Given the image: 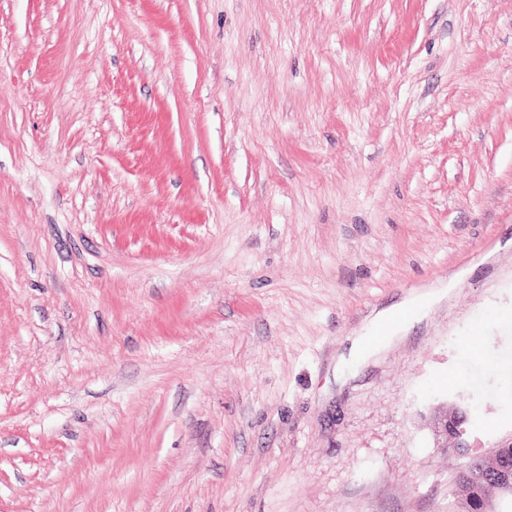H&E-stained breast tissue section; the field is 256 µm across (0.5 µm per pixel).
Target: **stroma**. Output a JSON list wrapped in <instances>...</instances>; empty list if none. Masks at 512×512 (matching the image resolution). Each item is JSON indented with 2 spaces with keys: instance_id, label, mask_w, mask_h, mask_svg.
I'll return each instance as SVG.
<instances>
[{
  "instance_id": "obj_1",
  "label": "stroma",
  "mask_w": 512,
  "mask_h": 512,
  "mask_svg": "<svg viewBox=\"0 0 512 512\" xmlns=\"http://www.w3.org/2000/svg\"><path fill=\"white\" fill-rule=\"evenodd\" d=\"M475 391L487 452L512 0H0V512H453ZM441 292H425L413 296L399 305L378 314L369 333L356 336L350 347L351 354L358 360L364 361L383 347L400 332L408 323L417 320L425 308L440 298ZM382 335H374L378 329Z\"/></svg>"
}]
</instances>
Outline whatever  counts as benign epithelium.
Masks as SVG:
<instances>
[{"instance_id": "benign-epithelium-1", "label": "benign epithelium", "mask_w": 512, "mask_h": 512, "mask_svg": "<svg viewBox=\"0 0 512 512\" xmlns=\"http://www.w3.org/2000/svg\"><path fill=\"white\" fill-rule=\"evenodd\" d=\"M463 424L454 412L436 416L434 423L439 435L451 438L453 450L465 458L468 492L459 499L458 506L463 512H498L496 500L512 497V465L508 464L512 441L495 446L489 453L474 452Z\"/></svg>"}]
</instances>
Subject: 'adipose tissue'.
Returning a JSON list of instances; mask_svg holds the SVG:
<instances>
[{
  "mask_svg": "<svg viewBox=\"0 0 512 512\" xmlns=\"http://www.w3.org/2000/svg\"><path fill=\"white\" fill-rule=\"evenodd\" d=\"M437 298V293L425 292L379 313L374 322V331L353 339L350 347L352 355L361 361L368 359L391 340L395 333L417 320L425 308Z\"/></svg>",
  "mask_w": 512,
  "mask_h": 512,
  "instance_id": "obj_1",
  "label": "adipose tissue"
}]
</instances>
